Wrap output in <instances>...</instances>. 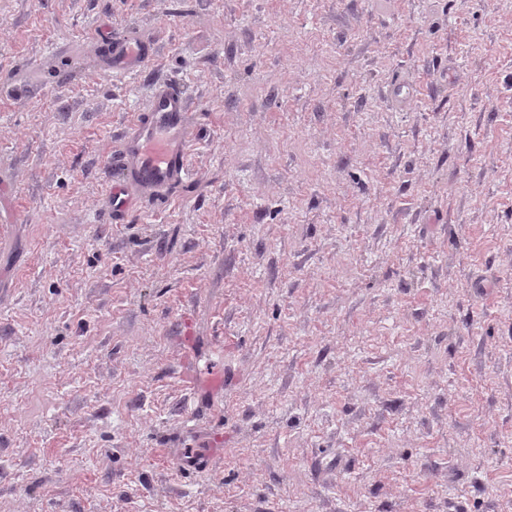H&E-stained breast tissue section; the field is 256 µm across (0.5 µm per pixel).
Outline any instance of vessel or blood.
<instances>
[{"label": "vessel or blood", "mask_w": 512, "mask_h": 512, "mask_svg": "<svg viewBox=\"0 0 512 512\" xmlns=\"http://www.w3.org/2000/svg\"><path fill=\"white\" fill-rule=\"evenodd\" d=\"M101 49L105 66L119 70L141 68L154 53L152 44L134 30L103 40ZM187 112V101L176 86L155 83L147 111L122 133L114 161L121 178L112 187L113 221L144 202L167 198L182 180L190 140Z\"/></svg>", "instance_id": "b4317fda"}]
</instances>
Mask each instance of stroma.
<instances>
[{"label":"stroma","instance_id":"1","mask_svg":"<svg viewBox=\"0 0 512 512\" xmlns=\"http://www.w3.org/2000/svg\"><path fill=\"white\" fill-rule=\"evenodd\" d=\"M0 512H512V0H0ZM102 61L108 68L134 70L141 68L151 59L154 48L135 30L102 39ZM188 105L174 85L157 81L146 112L124 129L114 161L120 171L112 186V220L118 222L140 204L160 201L185 176L190 133Z\"/></svg>","mask_w":512,"mask_h":512}]
</instances>
